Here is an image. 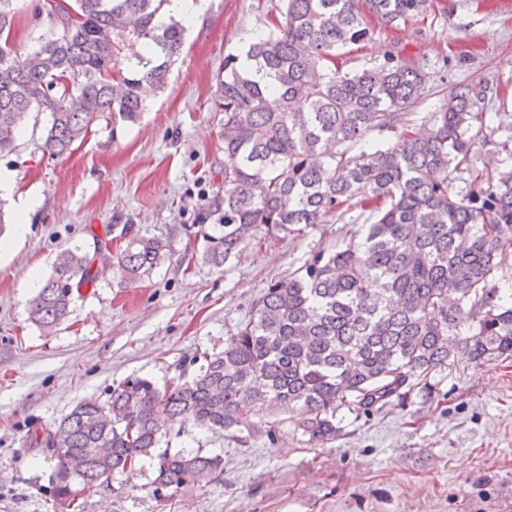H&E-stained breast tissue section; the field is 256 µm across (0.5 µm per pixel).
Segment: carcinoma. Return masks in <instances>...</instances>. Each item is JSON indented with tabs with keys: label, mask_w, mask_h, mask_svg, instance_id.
Segmentation results:
<instances>
[{
	"label": "carcinoma",
	"mask_w": 512,
	"mask_h": 512,
	"mask_svg": "<svg viewBox=\"0 0 512 512\" xmlns=\"http://www.w3.org/2000/svg\"><path fill=\"white\" fill-rule=\"evenodd\" d=\"M169 0H56L62 34L21 59L9 45L13 0H0V153L15 146L30 112H47L44 150L63 156L105 115L135 122L164 90L186 35L159 16ZM281 19L242 52L224 56L215 107L224 113V188L198 211L194 245L221 269L252 242L300 237L357 213L359 230L320 249L300 273L253 301L249 319L221 352H200L198 371L163 388L142 377L88 399L32 438L35 448H67L86 460L84 475L56 459L54 497L107 482L145 458L153 483L178 491L224 471L221 455L156 453L158 422L275 433L295 412L294 432L324 448L341 415L381 412L413 391L454 351L474 363L512 356V165L488 166L482 152L512 157V139H495L488 112L496 87L484 78L452 90L445 76L400 53L354 71L338 52L369 40V18L409 23L435 0H281ZM134 38L147 54L120 59ZM279 96L272 109L267 96ZM434 96L435 111H414ZM126 246L109 270L119 284L141 280L170 256L168 241L125 225ZM93 257L80 247L57 255L29 302V320L52 333L74 294L93 287ZM110 448L106 458L93 449Z\"/></svg>",
	"instance_id": "obj_1"
}]
</instances>
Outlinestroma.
<instances>
[{
	"label": "stroma",
	"instance_id": "35a3bbf8",
	"mask_svg": "<svg viewBox=\"0 0 512 512\" xmlns=\"http://www.w3.org/2000/svg\"><path fill=\"white\" fill-rule=\"evenodd\" d=\"M10 42L18 55L60 36L45 0H15ZM280 0H209L188 28L167 88L133 123L96 121L69 154L41 150L50 115L29 113L0 167L12 192L0 195L15 239L0 235V512H61L51 463L29 445L80 401L106 400L131 376L164 385L195 351H220L248 319L270 282L297 272L310 251L328 248L353 227L339 221L302 238L248 245L216 270L193 256L189 227L204 198L224 182V115L215 107L224 56L237 52L279 15ZM399 51L449 86L476 77L500 88L493 111L512 135V0H436L424 20L342 49L353 70ZM34 206L19 217L18 197ZM166 237L172 258L148 278L111 276L82 289L68 319L49 335L28 319V301L65 247L114 254L120 227ZM431 398L345 420L336 441L309 447L291 426L276 435L244 428L168 432L170 450L202 449L224 458L220 479L165 497L145 460L110 483L83 490L81 512H512V358L480 365L465 356L432 376Z\"/></svg>",
	"mask_w": 512,
	"mask_h": 512
}]
</instances>
